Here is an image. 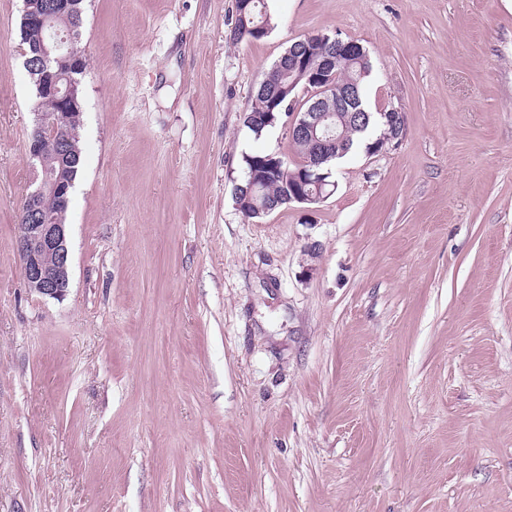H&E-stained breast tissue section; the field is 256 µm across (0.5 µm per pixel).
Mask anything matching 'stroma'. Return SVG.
Instances as JSON below:
<instances>
[{
	"mask_svg": "<svg viewBox=\"0 0 512 512\" xmlns=\"http://www.w3.org/2000/svg\"><path fill=\"white\" fill-rule=\"evenodd\" d=\"M233 4L87 0L56 300L13 248L34 93L0 0V512H512V6L268 0L233 43ZM314 34L406 135L246 219L243 155L298 161L251 95ZM234 12L235 18L229 24L231 28L228 34L229 39L233 42L260 39L271 30L267 0H235Z\"/></svg>",
	"mask_w": 512,
	"mask_h": 512,
	"instance_id": "stroma-1",
	"label": "stroma"
}]
</instances>
